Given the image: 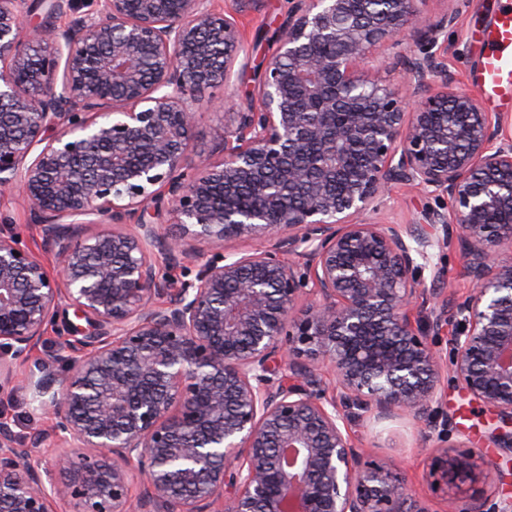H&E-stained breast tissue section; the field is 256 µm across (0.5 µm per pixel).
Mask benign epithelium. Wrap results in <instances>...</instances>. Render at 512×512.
<instances>
[{"mask_svg": "<svg viewBox=\"0 0 512 512\" xmlns=\"http://www.w3.org/2000/svg\"><path fill=\"white\" fill-rule=\"evenodd\" d=\"M32 2L0 0V194L18 193L60 270L0 225V393L61 303L94 334L80 358L62 337L38 363L65 365L57 386L35 385L63 444L51 467L28 464L46 434L0 422V512H426L349 423L428 420L445 371L512 418V259L498 258L512 224L489 222L512 213V136L448 69L457 11L294 0L220 156L195 162L199 106L243 52L234 19L213 0H86L64 29L32 27ZM401 35L419 46L393 63L403 84L367 78ZM402 183L448 197L428 220L456 225L468 257L471 291L432 321L453 326L446 354L412 309L448 237L365 219ZM163 199L174 231L143 222ZM90 215L103 227L89 235ZM242 237L261 246L193 280L157 263V249L179 264ZM435 468L480 478L446 447Z\"/></svg>", "mask_w": 512, "mask_h": 512, "instance_id": "benign-epithelium-1", "label": "benign epithelium"}]
</instances>
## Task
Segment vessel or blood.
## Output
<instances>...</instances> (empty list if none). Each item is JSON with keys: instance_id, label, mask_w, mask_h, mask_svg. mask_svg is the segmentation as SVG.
Returning <instances> with one entry per match:
<instances>
[{"instance_id": "1", "label": "vessel or blood", "mask_w": 512, "mask_h": 512, "mask_svg": "<svg viewBox=\"0 0 512 512\" xmlns=\"http://www.w3.org/2000/svg\"><path fill=\"white\" fill-rule=\"evenodd\" d=\"M487 47L480 88L484 103L495 110H512V9H503L481 32Z\"/></svg>"}]
</instances>
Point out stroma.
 Here are the masks:
<instances>
[{
  "label": "stroma",
  "instance_id": "obj_1",
  "mask_svg": "<svg viewBox=\"0 0 512 512\" xmlns=\"http://www.w3.org/2000/svg\"><path fill=\"white\" fill-rule=\"evenodd\" d=\"M500 4L501 0H455L451 4L458 11V20L448 30V67L461 87L474 95L480 92L478 31L493 19ZM215 5L226 16L237 20L249 64L246 70H233L229 82L211 90L203 102L192 146V156L196 159L216 156L226 109L246 110L262 65L274 52L278 31L292 10V0H215ZM448 206L447 197L396 184L370 219L385 224H424L429 213L446 211ZM1 222L10 225L21 246L38 255L49 271H56L53 253L44 251L30 212L18 196L0 194ZM423 282L431 297L462 295L470 290L468 259L460 243L434 249ZM0 420L7 422L17 435L27 437L50 431L53 416L50 411L37 409L29 391L18 388L0 399ZM503 426L494 408L473 399L455 381L446 379L441 384L437 412L430 425L401 420L368 430L357 422L353 429L358 447L364 448L373 459L399 461L401 476L412 498L427 512H446L448 498L453 494L463 500L498 501L512 497V449L497 435ZM451 441L461 446L471 459L487 464L485 479L464 485L459 491L435 483L431 475L433 459L438 448Z\"/></svg>",
  "mask_w": 512,
  "mask_h": 512
}]
</instances>
